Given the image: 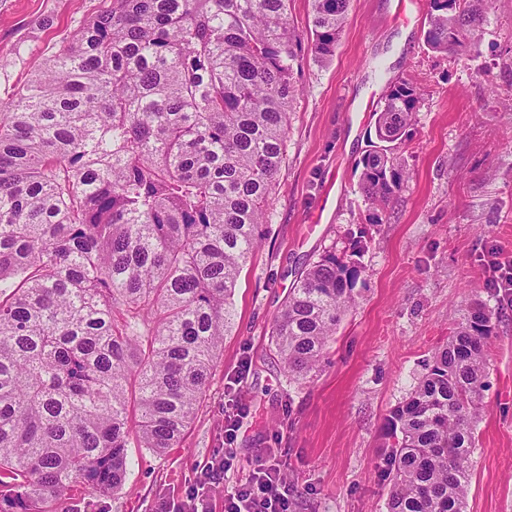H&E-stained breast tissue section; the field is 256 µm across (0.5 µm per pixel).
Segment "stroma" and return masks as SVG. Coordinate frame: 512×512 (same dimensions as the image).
I'll return each mask as SVG.
<instances>
[{
	"instance_id": "35a3bbf8",
	"label": "stroma",
	"mask_w": 512,
	"mask_h": 512,
	"mask_svg": "<svg viewBox=\"0 0 512 512\" xmlns=\"http://www.w3.org/2000/svg\"><path fill=\"white\" fill-rule=\"evenodd\" d=\"M398 2L350 0L334 55L323 63L302 55L263 238L241 270L223 356L180 446L130 449L119 495L77 483L57 512H155L182 497L223 448L226 419L242 404L225 488L272 456L294 483V512H387L385 422L478 304L500 318L467 512H512V306L489 286L490 259H512V0H490L465 65L428 49L424 15L399 18ZM99 6L0 0V99L41 72ZM400 78L414 80L420 103L400 153L408 178L380 207L358 187L376 141V115L363 106ZM329 253L359 267L356 303L320 365L296 380L281 367L272 321L298 273Z\"/></svg>"
}]
</instances>
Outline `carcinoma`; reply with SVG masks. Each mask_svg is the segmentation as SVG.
<instances>
[{"mask_svg": "<svg viewBox=\"0 0 512 512\" xmlns=\"http://www.w3.org/2000/svg\"><path fill=\"white\" fill-rule=\"evenodd\" d=\"M109 0L0 100V512L75 482L118 494L128 449L180 444L232 324L285 163L303 46L333 56L349 0ZM488 0H429L424 42L460 61ZM419 93L390 87L360 190L384 206ZM357 266L299 274L271 326L288 375L319 363ZM498 312L477 306L387 418L389 512H465Z\"/></svg>", "mask_w": 512, "mask_h": 512, "instance_id": "obj_1", "label": "carcinoma"}]
</instances>
